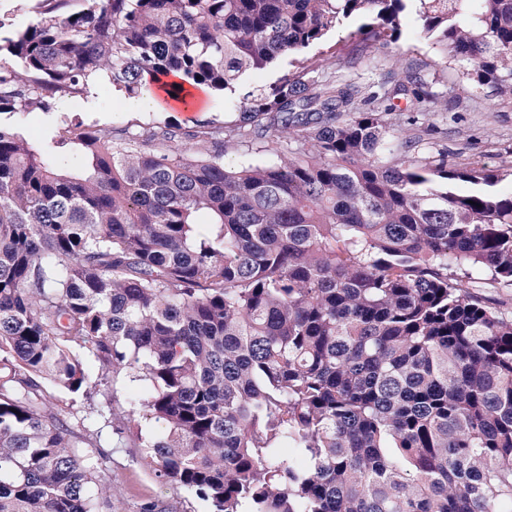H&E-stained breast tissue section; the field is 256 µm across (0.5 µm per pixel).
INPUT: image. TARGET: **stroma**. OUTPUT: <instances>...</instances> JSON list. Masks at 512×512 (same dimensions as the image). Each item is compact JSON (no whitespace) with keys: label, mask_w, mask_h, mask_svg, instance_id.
<instances>
[{"label":"stroma","mask_w":512,"mask_h":512,"mask_svg":"<svg viewBox=\"0 0 512 512\" xmlns=\"http://www.w3.org/2000/svg\"><path fill=\"white\" fill-rule=\"evenodd\" d=\"M357 42L346 28L329 33L298 56L280 58L261 71L245 72L230 89L203 88L204 102L193 109H172L163 103L135 108L131 98L102 75L84 99L63 97L49 111L5 114L0 123L45 139L75 124L125 128L144 137L164 125L188 132L206 123L233 137V146L224 155L227 166L265 164L293 151L294 144L274 137L258 142L238 136L240 105L249 95L270 89L284 75L308 66L319 75L357 86L362 97H375L376 107L389 111L388 141L414 136L411 158L428 161L442 154L449 163L462 167L484 165L512 171V103L496 97L491 89L469 88L460 66L423 36L415 19L405 20L396 44L368 48L362 62L350 68L346 62ZM408 68L422 79L419 91L447 101V109L422 111L415 98L419 91L396 89V74ZM103 439L112 448V459L103 465L102 478L118 490L120 512H140L145 500L173 504L181 512H207L203 501L163 483L146 468L140 449L122 447L108 429Z\"/></svg>","instance_id":"stroma-1"}]
</instances>
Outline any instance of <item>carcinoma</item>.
<instances>
[{"mask_svg": "<svg viewBox=\"0 0 512 512\" xmlns=\"http://www.w3.org/2000/svg\"><path fill=\"white\" fill-rule=\"evenodd\" d=\"M69 2L0 37V112L102 73L223 90L352 22L388 45L406 13L512 101V0ZM305 76L240 106L297 143L270 164L225 166L220 131L193 156L168 127H0V512H112L106 428L212 512H512V317L468 286H512V187L382 160V112Z\"/></svg>", "mask_w": 512, "mask_h": 512, "instance_id": "cac0c4a2", "label": "carcinoma"}]
</instances>
